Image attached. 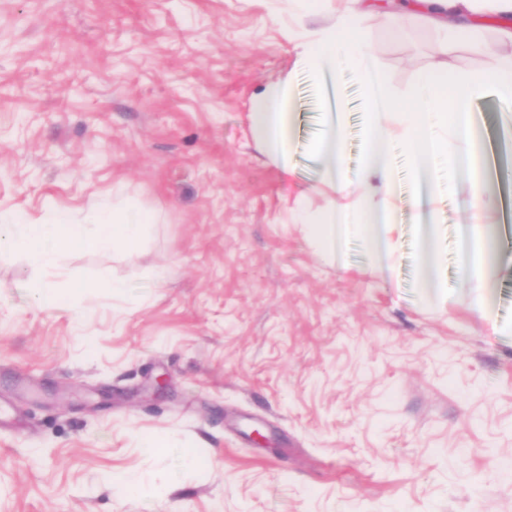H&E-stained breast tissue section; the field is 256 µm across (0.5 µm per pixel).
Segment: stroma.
I'll return each instance as SVG.
<instances>
[{"label":"stroma","instance_id":"stroma-1","mask_svg":"<svg viewBox=\"0 0 512 512\" xmlns=\"http://www.w3.org/2000/svg\"><path fill=\"white\" fill-rule=\"evenodd\" d=\"M378 2L366 41L402 93L440 34L392 31ZM320 22L298 0H0V213L90 228L117 196L149 217L131 256L0 252V512H512V182L487 187L482 309L459 263L467 181L438 214L448 296L421 288L404 155L389 274L360 238L341 266L311 247L248 114L291 79L296 190L336 110L357 171L356 73L295 67ZM473 113L486 149L512 145L500 104Z\"/></svg>","mask_w":512,"mask_h":512}]
</instances>
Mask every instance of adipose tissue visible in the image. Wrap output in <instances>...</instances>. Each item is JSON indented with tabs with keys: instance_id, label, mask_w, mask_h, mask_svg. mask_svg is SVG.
<instances>
[{
	"instance_id": "ef3b65f1",
	"label": "adipose tissue",
	"mask_w": 512,
	"mask_h": 512,
	"mask_svg": "<svg viewBox=\"0 0 512 512\" xmlns=\"http://www.w3.org/2000/svg\"><path fill=\"white\" fill-rule=\"evenodd\" d=\"M300 2L306 13H322L327 20L306 30L298 44L297 67L332 77L338 58L351 59L360 76L367 116L363 160L356 174H349L345 167L338 126H329L314 144L326 164L312 191L324 196L325 203L304 221L310 243L335 261L354 236L375 247L390 248L395 172L386 151L390 145L399 144L410 160V174L418 192L427 194L430 202H438L441 197L433 178L438 166L454 174L467 172L473 188L469 205L476 218L467 229L468 248L462 270L474 284H481L489 252L477 218L486 206V198L481 144L474 134L472 107L490 93L503 103L512 102V0H394L393 22H400L409 13L429 20L447 35L435 46L433 62L401 95L389 88L364 41L365 26L374 11L369 0ZM484 18L499 20L501 48H494L479 34L475 22ZM460 43L474 57L493 56V64L447 72L443 58ZM291 94L289 81L267 83L255 93L249 114L258 150L286 177L294 172ZM121 213L120 223L106 219L91 232L71 223L63 212L49 224L1 223L0 250L33 253L47 268L54 267L60 252L73 239L96 251L120 248L132 253L140 245L147 218L133 206L123 207Z\"/></svg>"
}]
</instances>
